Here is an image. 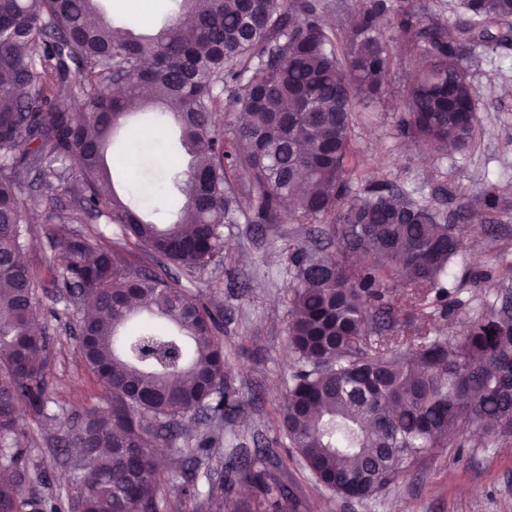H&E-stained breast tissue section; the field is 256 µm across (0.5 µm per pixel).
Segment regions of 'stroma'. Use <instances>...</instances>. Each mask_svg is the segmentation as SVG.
Returning a JSON list of instances; mask_svg holds the SVG:
<instances>
[{"mask_svg":"<svg viewBox=\"0 0 512 512\" xmlns=\"http://www.w3.org/2000/svg\"><path fill=\"white\" fill-rule=\"evenodd\" d=\"M179 0H105L113 22L142 34L178 12ZM418 60L395 47L392 68L380 99L352 115L357 162L364 171L406 193L414 202L433 205L459 218L465 249L448 278L446 313L427 322L432 335L455 338L494 307L496 293L512 291L504 279L501 258L512 256V42L479 44L466 61L477 90L476 126L470 146L462 151L435 153L401 132L403 94ZM118 191L140 198L152 217L167 223L182 205V195L169 191L167 181L151 161L130 175L113 177ZM495 194V208L484 199ZM67 197L47 186L35 188L30 210L31 235L25 259L42 308L38 319L50 344L46 350L48 410L53 422L24 416L21 439L29 450L31 468L43 481H25L29 492L49 494L67 503L75 492L64 477L63 441L68 425L91 408L107 405V394L86 367L76 330V307L53 284L59 247L49 212L67 206ZM315 225L252 224L224 229L225 252L231 264L216 260L190 274L148 251L134 249V266L174 281L219 319L217 336L228 356V375L238 407L223 421L201 423L186 419L176 435L159 442L162 485L159 512H204L200 497L182 493L186 478H194L201 494L208 486L204 469L249 460L263 470L268 482L283 487L288 512H512V433L495 441L473 438L462 448H434L417 469L404 474L389 493L354 499L319 485L299 461L280 428L288 367V299L292 271L284 251L287 243L334 255L336 246L318 241ZM210 432L215 442L209 456L196 448V435Z\"/></svg>","mask_w":512,"mask_h":512,"instance_id":"obj_1","label":"stroma"}]
</instances>
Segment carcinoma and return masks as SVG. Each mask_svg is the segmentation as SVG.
<instances>
[{
    "instance_id": "carcinoma-1",
    "label": "carcinoma",
    "mask_w": 512,
    "mask_h": 512,
    "mask_svg": "<svg viewBox=\"0 0 512 512\" xmlns=\"http://www.w3.org/2000/svg\"><path fill=\"white\" fill-rule=\"evenodd\" d=\"M99 0H0V512H62L24 492L20 408L47 416L39 312L23 259L30 176L70 198L58 225L54 284L83 306L85 362L109 395L87 412L68 446L75 495L68 512L158 510L160 465L149 438L198 412L213 421L236 407L217 321L183 289L132 266L129 252L66 225L94 215L189 271L223 254L238 199L252 224L325 223L336 257L288 244V398L281 425L325 489L359 499L386 494L430 448H462L480 433L512 431V306L449 341L418 329L445 306L463 251L457 225L387 183L358 172L352 112L375 100L392 64L390 30L421 57L407 87L404 135L464 149L477 91L466 61L477 43L512 41V0H463L454 30L427 21L415 0H364L340 31L316 0H183L150 36L112 25ZM247 116L222 130L224 93ZM151 109L178 125L188 178L152 155L183 195L167 225L144 219L109 182L106 153L124 119ZM363 184L359 194L352 183ZM408 288V330L391 329L387 289ZM150 319L122 342L133 317ZM209 512H224L234 483H252L267 512H288L284 490L243 464L205 474Z\"/></svg>"
}]
</instances>
